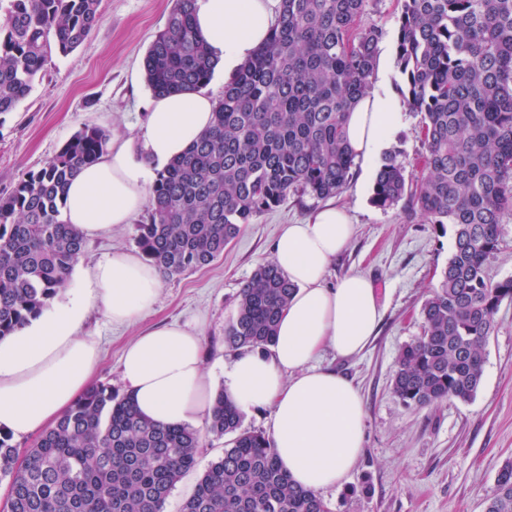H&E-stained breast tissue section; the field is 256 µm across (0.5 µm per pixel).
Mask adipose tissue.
<instances>
[{
    "instance_id": "adipose-tissue-1",
    "label": "adipose tissue",
    "mask_w": 512,
    "mask_h": 512,
    "mask_svg": "<svg viewBox=\"0 0 512 512\" xmlns=\"http://www.w3.org/2000/svg\"><path fill=\"white\" fill-rule=\"evenodd\" d=\"M280 0H197V32L232 79L268 38ZM216 102L206 91L154 97L134 137L114 139L96 163L71 180L64 216L91 238L129 224L147 203L159 171L183 155L210 126ZM400 119L395 99L379 89L361 96L347 118L356 158L378 160ZM348 213L325 206L305 223L288 225L273 260L296 284L266 352L235 355L224 392L239 406H268L273 441L291 479L323 492L342 486L363 455L364 403L343 374L315 366L324 349L350 358L379 327L383 303L372 281L352 273L324 285L332 260L349 244ZM157 269L136 254L113 250L54 307L0 339V432L21 440L53 426L90 386L100 364L96 337L82 333L90 308L118 324L155 307ZM122 379L140 411L166 425H197L212 410L214 390L204 369L196 327L172 323L134 337L122 356Z\"/></svg>"
}]
</instances>
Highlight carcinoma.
<instances>
[{"instance_id": "obj_1", "label": "carcinoma", "mask_w": 512, "mask_h": 512, "mask_svg": "<svg viewBox=\"0 0 512 512\" xmlns=\"http://www.w3.org/2000/svg\"><path fill=\"white\" fill-rule=\"evenodd\" d=\"M368 0H281L266 43L224 84L210 129L172 160L137 225L143 255L168 279L209 265L255 217L295 193L326 199L349 185L355 155L345 118L370 87L383 31L363 22ZM396 67L404 102L423 116L422 175L399 152L381 160L371 201H406L449 228L452 253L421 305V336L392 377L408 406L475 398L484 351L512 276L487 277L512 214V0H399ZM99 0H7L0 24V116L31 91L49 60L77 49L99 22ZM195 0H176L142 62L153 95L205 88L218 64L196 32ZM110 136L85 125L44 167L0 197V336L47 307L68 283L87 241L62 210L78 169ZM295 285L271 260L243 285L224 344L266 351ZM206 432L233 435L180 512H330L294 484L266 436L242 428L237 404L216 393ZM200 432L143 416L132 398L92 385L35 444L0 437L9 512H163L196 466ZM485 512H512V460L499 469Z\"/></svg>"}]
</instances>
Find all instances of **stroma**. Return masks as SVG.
I'll return each mask as SVG.
<instances>
[{
  "label": "stroma",
  "instance_id": "stroma-1",
  "mask_svg": "<svg viewBox=\"0 0 512 512\" xmlns=\"http://www.w3.org/2000/svg\"><path fill=\"white\" fill-rule=\"evenodd\" d=\"M173 5V0H100V21L88 40L69 55L52 57L28 96L0 118V196L23 173L43 167L84 125L115 136L144 122L152 94L142 59ZM399 9L398 0L367 5V22L384 32L375 72L383 78L382 90L391 94L397 91ZM399 110L401 121L388 147L399 151L412 178L419 175L424 154L422 116L404 104ZM353 173L336 201L349 209L355 232L325 282L365 274L384 295L386 307L377 336L361 355L340 359L328 349L318 360L353 380L366 411L362 458L349 480L322 498L331 512H483L499 467L512 459V304H502L496 315L498 326L485 347L483 383L474 400L406 406L391 388L395 360L421 332L420 306L448 262L452 239L405 205L375 207L373 181L365 177L363 161H356ZM320 204L309 195H289L246 225L211 265L163 280L155 308L134 324L112 323L91 309L83 330L97 337L102 350L96 382L125 394L120 377L125 344L147 327L188 321L201 332L206 370L222 384L232 357L224 346V326L237 310L240 289L258 264L271 259L283 229L303 223ZM228 442L225 436L204 437L196 467L176 484L166 512H179Z\"/></svg>",
  "mask_w": 512,
  "mask_h": 512
}]
</instances>
